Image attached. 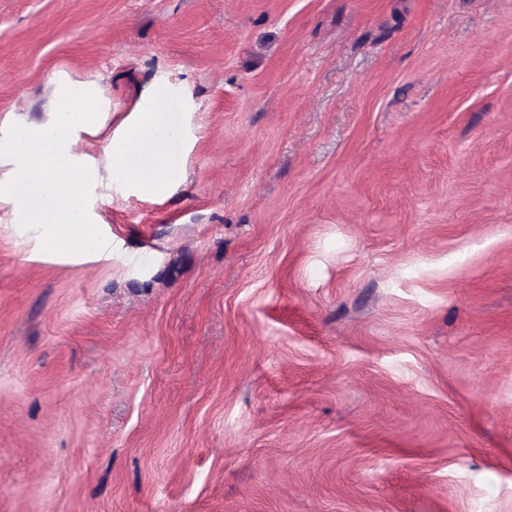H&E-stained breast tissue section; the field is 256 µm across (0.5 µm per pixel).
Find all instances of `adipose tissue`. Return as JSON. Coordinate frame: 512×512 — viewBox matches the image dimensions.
Instances as JSON below:
<instances>
[{
    "mask_svg": "<svg viewBox=\"0 0 512 512\" xmlns=\"http://www.w3.org/2000/svg\"><path fill=\"white\" fill-rule=\"evenodd\" d=\"M112 115V102L96 81L66 76L54 80L51 111L15 118L0 146V201L11 207V222L28 230L40 246L83 256L106 249L103 222L93 206L104 191L160 198L178 185L181 137L169 135L153 87L122 120L102 147L90 155L78 148Z\"/></svg>",
    "mask_w": 512,
    "mask_h": 512,
    "instance_id": "ef3b65f1",
    "label": "adipose tissue"
}]
</instances>
